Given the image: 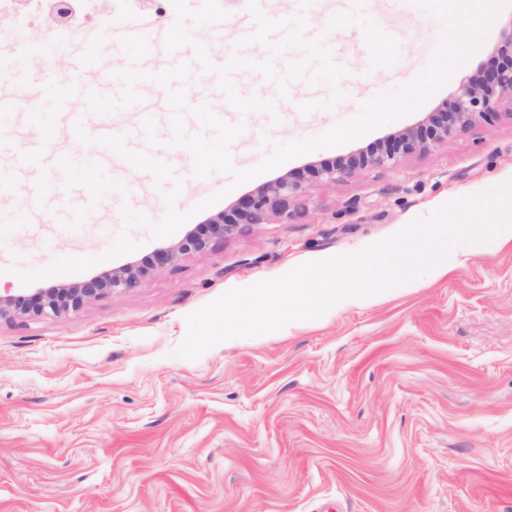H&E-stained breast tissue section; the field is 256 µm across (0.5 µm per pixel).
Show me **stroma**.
I'll use <instances>...</instances> for the list:
<instances>
[{
	"label": "stroma",
	"instance_id": "stroma-1",
	"mask_svg": "<svg viewBox=\"0 0 512 512\" xmlns=\"http://www.w3.org/2000/svg\"><path fill=\"white\" fill-rule=\"evenodd\" d=\"M353 0H316L306 38L323 37L334 64L356 79L354 92L333 108L327 84L289 82L287 98L258 71L238 70L239 95L274 101L266 113H240L218 87L215 73H191L187 101L245 130L230 145L232 164H259L276 142L324 133L355 116L382 92L415 79L429 64L440 22L409 0H368L365 13L398 42L389 68L370 64L363 31L328 30L331 17ZM225 20L190 25L207 42L214 65L227 55L261 62L277 72L303 59L289 48L270 55L246 42L247 0H228ZM137 0H95L77 12L93 32V79L98 93L118 97L117 74L130 61L119 40L130 35ZM512 33L504 8L474 54L411 112L348 144L317 150L232 187L223 172L191 178L193 158L173 161L183 181L179 212L216 192L213 212L230 210L243 194L278 176L302 175L307 210L282 222L243 224L201 253L154 268L137 288L92 301L79 310L0 320V512H512V243L468 244L451 250L447 274L430 269L371 298H352L315 320L225 340L199 359L175 356L187 335V316L226 291L279 277L299 264L358 251L427 218L456 199L512 181V115L451 137L428 153L406 155L398 170H365L336 183L317 180L312 167L346 161L378 146L445 107L465 77L488 63ZM193 43V45H194ZM193 45L168 51L164 43L138 66L169 69L189 62ZM79 50L64 48L52 63L0 70V92L12 93L16 148L33 139L27 122L37 106L59 133L62 162L45 177L60 194L27 212L17 185L0 197V289L30 295L41 288L87 280L105 270L153 258L196 229L156 239L132 228L136 251L86 271L23 284L18 273L59 257L107 251L123 228L122 204L160 221L167 212L152 173L107 163L136 186L137 195L104 191L81 222L66 220V205L81 202L82 157L98 152L95 138L125 134L138 115L85 113L91 144L78 141L56 98L40 97L46 81L68 96ZM141 109L156 126L140 148L166 152L169 131L163 88L142 90ZM317 108L301 113L300 104Z\"/></svg>",
	"mask_w": 512,
	"mask_h": 512
}]
</instances>
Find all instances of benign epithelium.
<instances>
[{
  "label": "benign epithelium",
  "mask_w": 512,
  "mask_h": 512,
  "mask_svg": "<svg viewBox=\"0 0 512 512\" xmlns=\"http://www.w3.org/2000/svg\"><path fill=\"white\" fill-rule=\"evenodd\" d=\"M47 15L56 26H69L75 16V0H42ZM512 114V33L505 38L496 60L463 79L448 97L446 108L429 114L426 120L399 136L396 145L361 160L351 159L323 165L313 171L325 182L352 178L359 170L395 171L401 158L414 152L430 151L460 132L480 122H488L502 112ZM308 197L301 180L283 175L240 196L232 213L219 212L204 221L205 230H193L176 245L158 252L150 262H133L104 271L80 283L43 288L32 295L0 293V319L40 316L77 311L84 305L114 292L137 287L155 264H169L181 256L204 251L213 239L231 235L239 224H265L277 215L287 221L307 209Z\"/></svg>",
  "instance_id": "1"
}]
</instances>
